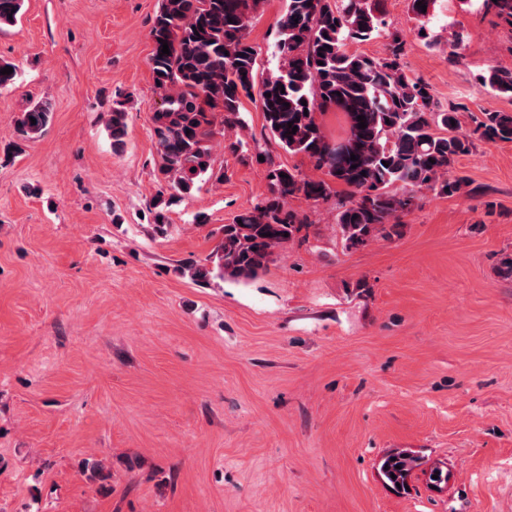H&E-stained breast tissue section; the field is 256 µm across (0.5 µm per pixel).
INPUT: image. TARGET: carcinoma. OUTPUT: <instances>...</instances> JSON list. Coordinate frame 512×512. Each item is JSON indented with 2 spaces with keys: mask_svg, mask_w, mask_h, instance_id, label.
I'll return each instance as SVG.
<instances>
[{
  "mask_svg": "<svg viewBox=\"0 0 512 512\" xmlns=\"http://www.w3.org/2000/svg\"><path fill=\"white\" fill-rule=\"evenodd\" d=\"M262 0H161L150 36V65L161 109L153 115V136L162 160L164 186L153 202L158 234L169 226L168 209L192 194L197 184L224 180L211 164L215 113L227 128H244L241 97L254 99L266 128L280 147L305 155L322 176L313 178L275 163L268 165L269 193L219 228L220 240L205 261H189L191 278L245 281L264 269L273 250L294 240L304 227L288 210V199L302 195L324 200L332 184L343 185L351 199L336 215L345 246H364L401 237V214L415 205L416 193L430 189L452 196L470 185L449 175L454 161L471 151V135L461 130L459 108L436 109L429 85L401 66L404 41L392 35L388 53L370 57L348 50L352 43L378 35L386 26L381 0H287L272 44L274 68L257 77L258 49L248 38L252 11ZM426 7L435 0H411L418 31L429 38ZM23 0H0V29L17 21ZM170 54H161L163 44ZM482 88L512 97V71L491 69ZM334 108L347 121L345 135L328 138L315 114ZM367 127L359 128L358 117ZM50 103L36 102L21 114L24 138L50 124ZM36 123H31V120ZM297 131H292V126ZM108 129L113 145L127 134L126 112L112 109ZM474 133L487 142H512V114L485 112ZM420 457L389 452L379 463L384 484L405 489Z\"/></svg>",
  "mask_w": 512,
  "mask_h": 512,
  "instance_id": "obj_1",
  "label": "carcinoma"
}]
</instances>
